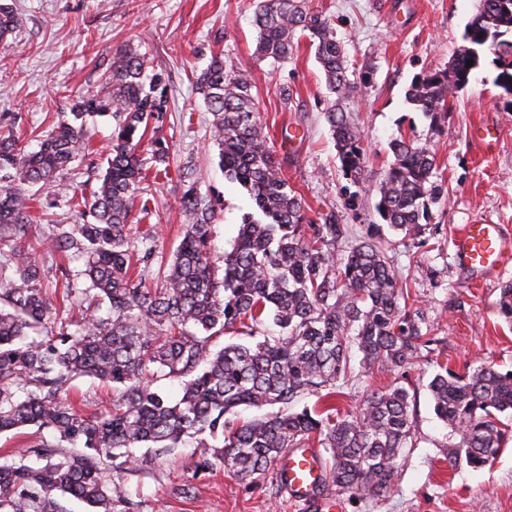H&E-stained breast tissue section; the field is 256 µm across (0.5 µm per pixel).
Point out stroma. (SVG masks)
<instances>
[{
  "label": "stroma",
  "mask_w": 512,
  "mask_h": 512,
  "mask_svg": "<svg viewBox=\"0 0 512 512\" xmlns=\"http://www.w3.org/2000/svg\"><path fill=\"white\" fill-rule=\"evenodd\" d=\"M23 23L14 45L0 49V116L27 149L69 111L77 95L100 91L113 52L130 47L169 76L170 110L162 124L171 163L192 162L202 194L219 195L210 255L222 263L241 217L250 211L248 192L229 182L210 138L212 117L195 89V77L211 54L247 70L257 113L282 162L290 187L311 217L335 213L352 235L379 223L375 199L340 170L324 113L335 96L327 89L313 47L296 35L288 61L274 64L255 54L256 34L248 0H13ZM331 18L350 68L374 71L368 86L355 89L347 108L364 135L368 173L378 180L392 160L389 143L403 136L436 156L433 182L439 190L422 237L405 240L389 257L411 307L423 313L428 340L405 373L353 372L333 400L340 412L355 411L372 391L403 385L411 397L413 437L391 490L376 500L316 489L310 503L290 499L274 473L256 482L217 465L196 467L193 439L160 453L139 449V467L117 477L121 500L137 512H320L340 499L342 512H512V440L492 465L476 470L446 461L450 432L433 412L428 382L437 364L464 372L486 358L512 371V327L499 316L500 288L512 269L486 275L460 270L452 239L462 225L492 219L512 234V95L498 85V64L485 53L469 83L448 99L440 130L406 100L412 80L448 69L464 41V28L478 0H312ZM497 129L495 153L484 154L471 139L473 127ZM142 199L157 225L154 247L171 256L188 218L179 199L177 175L147 178Z\"/></svg>",
  "instance_id": "obj_1"
}]
</instances>
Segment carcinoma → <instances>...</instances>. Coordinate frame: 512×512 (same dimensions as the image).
I'll list each match as a JSON object with an SVG mask.
<instances>
[{
  "instance_id": "cac0c4a2",
  "label": "carcinoma",
  "mask_w": 512,
  "mask_h": 512,
  "mask_svg": "<svg viewBox=\"0 0 512 512\" xmlns=\"http://www.w3.org/2000/svg\"><path fill=\"white\" fill-rule=\"evenodd\" d=\"M252 6L259 58L287 60L296 31L306 32L328 89L339 100L351 96L354 82L328 17L309 0H252ZM20 24L19 14L0 3V45H11ZM508 35L512 0H479L464 30L467 46L448 69L418 75L407 100L438 125L449 112L448 98L469 82L486 50L494 51L499 84L512 94ZM195 85L212 115L224 176L245 188L255 207L224 253L220 280L209 254L214 209L186 166L177 171L190 224L168 269L148 279L154 252L137 256L132 248L129 225L139 223L134 207L145 178L140 148L146 136L154 137L150 162L170 166L169 147L158 136L169 87L163 72L150 70L146 54L115 50L101 91L75 96L70 116L43 135L37 149L0 135V434L35 425L51 435L37 448L0 456V512H59L58 500L66 496L90 512H113L112 472L134 465V450L143 445L165 450L188 435L198 437L199 469L218 463L258 480L287 449L317 442L336 487L369 500L392 487L412 438L406 387L375 391L359 411L342 416L289 405L306 393L329 403L353 372L355 350L361 368L395 372L426 345L422 318L411 313L387 252L424 231L436 199L430 183L435 154L403 138L390 142L392 160L374 194L378 215L396 237L370 232L338 259L336 240L346 230L334 214L311 218L289 187L246 71L226 66L218 52ZM92 116H109L115 127L100 184L87 193L59 174L89 156ZM326 118L344 175L365 182L368 150L353 117L336 103ZM35 187L51 205L68 203L81 222L36 232ZM42 247L82 261L88 286L66 293L84 308L74 325L59 317L43 288L46 267L36 256ZM101 302L108 307L104 316L91 310ZM269 314L280 335L212 349V338L228 329L254 337ZM499 314L512 326V283L500 290ZM78 377L111 383V405L87 415L69 403L64 395ZM166 378L183 380L179 399L154 388ZM429 390L435 415L456 438L448 463L463 457L476 470L491 464L506 436L498 415L512 411V371L488 361L462 375L442 366ZM276 404L282 410L271 416L237 420L242 407ZM31 454L40 460L36 467L27 462Z\"/></svg>"
}]
</instances>
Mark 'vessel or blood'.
Returning <instances> with one entry per match:
<instances>
[{"label":"vessel or blood","mask_w":512,"mask_h":512,"mask_svg":"<svg viewBox=\"0 0 512 512\" xmlns=\"http://www.w3.org/2000/svg\"><path fill=\"white\" fill-rule=\"evenodd\" d=\"M454 260L468 271H497L512 266V237L491 221L466 224L453 241ZM317 449L288 450L275 468L276 477L289 497L309 500L322 474Z\"/></svg>","instance_id":"obj_1"}]
</instances>
